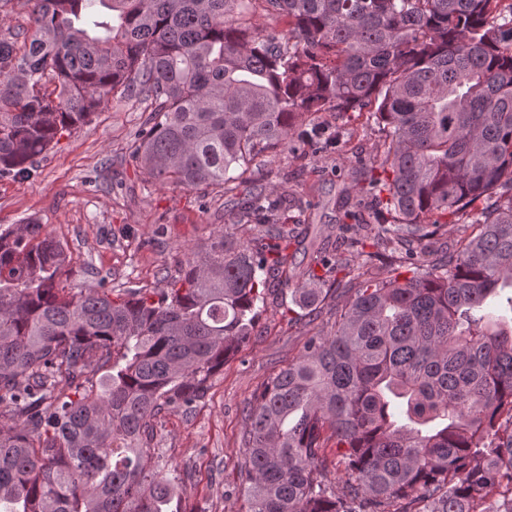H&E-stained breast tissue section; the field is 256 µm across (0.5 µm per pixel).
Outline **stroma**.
I'll list each match as a JSON object with an SVG mask.
<instances>
[{
    "label": "stroma",
    "instance_id": "obj_1",
    "mask_svg": "<svg viewBox=\"0 0 512 512\" xmlns=\"http://www.w3.org/2000/svg\"><path fill=\"white\" fill-rule=\"evenodd\" d=\"M147 118L137 104L113 100L87 125L61 138L33 165L30 178H0V225L33 219L67 244V287L168 288L181 260L206 247L224 227L242 238L253 226L235 223L230 199L146 182L131 157ZM295 150L257 160L254 184L293 194L291 223L309 236L297 260H310L341 232L342 197L374 206L356 174L358 159L380 139L368 113L320 112L303 124ZM329 312L314 321L298 314L291 294L268 301L249 343L211 379L206 398L188 416L161 414L160 445L182 474L184 512H242L241 436L247 410L264 383L287 366L308 336L329 329Z\"/></svg>",
    "mask_w": 512,
    "mask_h": 512
}]
</instances>
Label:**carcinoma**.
Masks as SVG:
<instances>
[{"instance_id": "1", "label": "carcinoma", "mask_w": 512, "mask_h": 512, "mask_svg": "<svg viewBox=\"0 0 512 512\" xmlns=\"http://www.w3.org/2000/svg\"><path fill=\"white\" fill-rule=\"evenodd\" d=\"M20 2L29 26L0 37L1 178L133 97L145 178L243 186L236 223L258 233L218 230L173 287L114 294L65 287L44 225L0 229V512H168L181 474L157 416L194 411L267 298L322 304L331 273L353 295L250 405L244 512H512V0ZM263 12L288 31L260 35ZM370 107L373 216L298 262L306 231L251 190L253 163L317 112Z\"/></svg>"}]
</instances>
